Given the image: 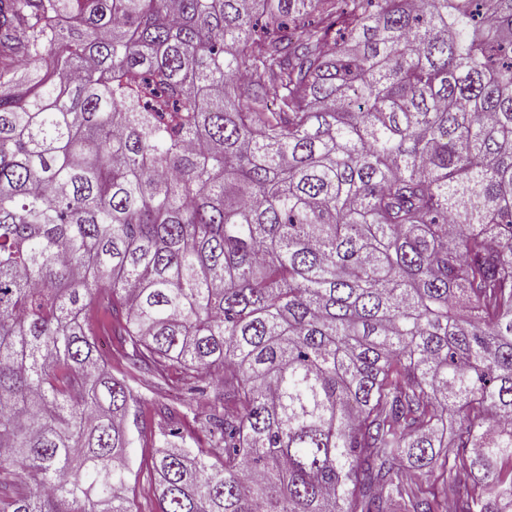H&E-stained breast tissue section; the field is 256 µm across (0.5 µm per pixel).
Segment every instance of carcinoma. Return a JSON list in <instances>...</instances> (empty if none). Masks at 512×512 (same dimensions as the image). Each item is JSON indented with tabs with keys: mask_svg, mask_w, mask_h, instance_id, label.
I'll list each match as a JSON object with an SVG mask.
<instances>
[{
	"mask_svg": "<svg viewBox=\"0 0 512 512\" xmlns=\"http://www.w3.org/2000/svg\"><path fill=\"white\" fill-rule=\"evenodd\" d=\"M143 372L160 512H512V0H0V512H133ZM88 322L92 332L95 334L100 349L108 353L111 348V336H109V332L104 331V329H108V319L103 311L98 308V305L91 306L88 312ZM103 339H105L108 344L107 350L102 347Z\"/></svg>",
	"mask_w": 512,
	"mask_h": 512,
	"instance_id": "obj_1",
	"label": "carcinoma"
}]
</instances>
